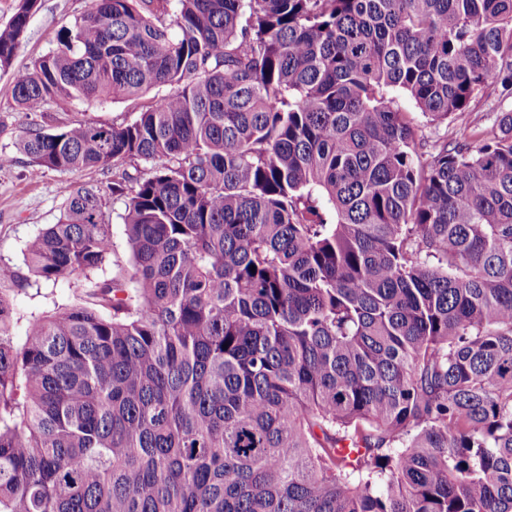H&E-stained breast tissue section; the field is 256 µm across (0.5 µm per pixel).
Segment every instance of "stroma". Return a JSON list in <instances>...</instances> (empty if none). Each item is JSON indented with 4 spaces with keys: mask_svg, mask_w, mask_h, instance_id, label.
<instances>
[{
    "mask_svg": "<svg viewBox=\"0 0 512 512\" xmlns=\"http://www.w3.org/2000/svg\"><path fill=\"white\" fill-rule=\"evenodd\" d=\"M90 7V0H40L31 15L13 65L20 68L47 54L56 45L58 33ZM150 95L119 99L101 107L80 100L60 103L48 100L44 120L55 125L88 119L106 124L132 120L150 102ZM26 118L16 109L9 73L0 71V267L24 269L28 242L63 213L68 190L74 183L89 182L108 188L111 174L94 171L68 172L34 164L18 146ZM84 289L82 279L57 283L31 281L26 292L16 295L15 306L23 315L60 311L78 303Z\"/></svg>",
    "mask_w": 512,
    "mask_h": 512,
    "instance_id": "obj_1",
    "label": "stroma"
}]
</instances>
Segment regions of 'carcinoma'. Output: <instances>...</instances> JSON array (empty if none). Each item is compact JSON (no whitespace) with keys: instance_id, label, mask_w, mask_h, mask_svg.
<instances>
[{"instance_id":"1","label":"carcinoma","mask_w":512,"mask_h":512,"mask_svg":"<svg viewBox=\"0 0 512 512\" xmlns=\"http://www.w3.org/2000/svg\"><path fill=\"white\" fill-rule=\"evenodd\" d=\"M37 8L18 111L167 92L19 137L129 261L77 183L24 262L82 302L18 337L0 267V512H512V0H91L13 69ZM512 110V101H501L492 87L481 92L470 105V112L474 124L485 130L490 129L500 112ZM418 117L420 125L422 127V135L428 141L429 144L434 143L435 141L441 140L448 136V141L452 140L455 137V128L453 124L449 122H444L442 124L433 125L427 122V119L424 118L421 114H415Z\"/></svg>"}]
</instances>
